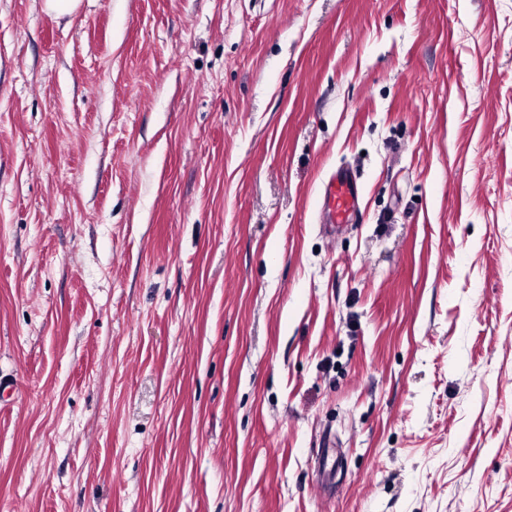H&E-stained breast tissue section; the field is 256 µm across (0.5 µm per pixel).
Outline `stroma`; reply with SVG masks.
Here are the masks:
<instances>
[{
    "label": "stroma",
    "instance_id": "35a3bbf8",
    "mask_svg": "<svg viewBox=\"0 0 512 512\" xmlns=\"http://www.w3.org/2000/svg\"><path fill=\"white\" fill-rule=\"evenodd\" d=\"M3 379L0 512H512V0H0ZM360 188L346 171H337L322 185L321 209H325L328 224H350L349 218L357 211Z\"/></svg>",
    "mask_w": 512,
    "mask_h": 512
}]
</instances>
